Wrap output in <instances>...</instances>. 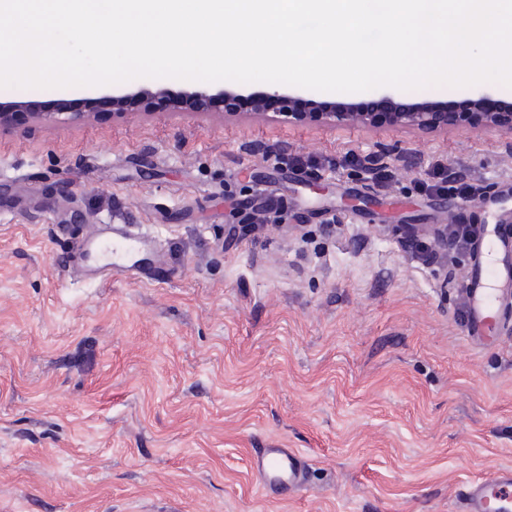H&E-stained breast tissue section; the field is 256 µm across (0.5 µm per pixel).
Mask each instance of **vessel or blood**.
Returning <instances> with one entry per match:
<instances>
[{
    "mask_svg": "<svg viewBox=\"0 0 512 512\" xmlns=\"http://www.w3.org/2000/svg\"><path fill=\"white\" fill-rule=\"evenodd\" d=\"M490 223L479 225L476 249L471 255V275L463 292L462 310L468 336L483 342L494 324V312L512 297V213L490 209ZM146 239L123 226L105 230L91 227L79 261L95 258L97 272L105 277L138 276L140 269L129 262L142 250ZM251 468L262 493L279 489L298 491L304 484L307 463L293 448H259L251 457ZM462 512H512V468H501L492 476L468 483L462 493Z\"/></svg>",
    "mask_w": 512,
    "mask_h": 512,
    "instance_id": "1",
    "label": "vessel or blood"
}]
</instances>
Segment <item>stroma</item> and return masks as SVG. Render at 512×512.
I'll return each mask as SVG.
<instances>
[{
  "label": "stroma",
  "mask_w": 512,
  "mask_h": 512,
  "mask_svg": "<svg viewBox=\"0 0 512 512\" xmlns=\"http://www.w3.org/2000/svg\"><path fill=\"white\" fill-rule=\"evenodd\" d=\"M479 90L512 104L496 83L394 101L456 111ZM111 91L0 88L62 115L0 129V512H460L466 483L512 467V304L472 342L468 264L402 247L450 221L419 188L437 159L486 220L512 133L174 112L156 96L66 120ZM350 150L388 163L392 186ZM268 196L284 212L261 224ZM94 224L150 239L140 279L72 276ZM272 447L307 459L301 492L261 493L250 451ZM346 162L352 166H364V161L374 164L376 161L368 158V156L361 159L351 151L346 152ZM369 178L373 183L379 187H387L394 178V173L389 165L376 163L374 165L365 166Z\"/></svg>",
  "instance_id": "35a3bbf8"
}]
</instances>
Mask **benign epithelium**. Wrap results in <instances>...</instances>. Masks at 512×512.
<instances>
[{"label": "benign epithelium", "mask_w": 512, "mask_h": 512, "mask_svg": "<svg viewBox=\"0 0 512 512\" xmlns=\"http://www.w3.org/2000/svg\"><path fill=\"white\" fill-rule=\"evenodd\" d=\"M147 91L114 93L101 96L90 102L89 109L71 113L70 119L74 121L84 120L92 117L93 111L97 108H107L120 114L134 113L138 109V103ZM156 94L164 97L170 103L175 112H224L225 105L233 100L251 99L256 109L268 103H275L279 106L278 112L295 119L306 116V113L297 111L298 105L303 99L272 88L261 94H253L245 97L229 90L212 92L202 87L193 91H173L168 88H161ZM30 109V106L21 103L0 104V127L11 124L18 112ZM321 117L331 124L360 121L364 124H374L383 117L396 125H414L421 128L455 127L464 122L467 117L465 112H439L430 108H417L413 110H400L398 112H347L334 107L328 108L321 113ZM478 122L486 128H496L505 132H512V106L501 112H483ZM447 225L432 227L428 232V238L432 239L435 252L448 251V238L445 237Z\"/></svg>", "instance_id": "1"}]
</instances>
